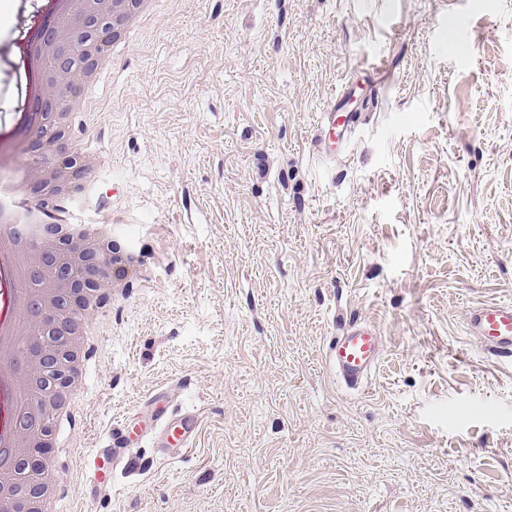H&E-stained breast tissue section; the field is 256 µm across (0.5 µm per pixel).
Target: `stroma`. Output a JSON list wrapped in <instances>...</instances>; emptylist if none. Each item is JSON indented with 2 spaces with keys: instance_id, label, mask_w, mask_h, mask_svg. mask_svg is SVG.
Segmentation results:
<instances>
[{
  "instance_id": "obj_1",
  "label": "stroma",
  "mask_w": 512,
  "mask_h": 512,
  "mask_svg": "<svg viewBox=\"0 0 512 512\" xmlns=\"http://www.w3.org/2000/svg\"><path fill=\"white\" fill-rule=\"evenodd\" d=\"M30 20L0 14V120ZM135 30L74 120L69 209L146 275L61 427L60 512H512V362L466 333L512 301V0H161ZM344 82L362 122L322 160ZM340 307L386 339L363 392L324 366ZM183 379L198 446L133 449L91 498L89 453Z\"/></svg>"
}]
</instances>
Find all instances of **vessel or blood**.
Segmentation results:
<instances>
[{
  "label": "vessel or blood",
  "mask_w": 512,
  "mask_h": 512,
  "mask_svg": "<svg viewBox=\"0 0 512 512\" xmlns=\"http://www.w3.org/2000/svg\"><path fill=\"white\" fill-rule=\"evenodd\" d=\"M349 88H342L326 110L320 113L312 146L317 154L330 155L345 149L357 129L361 115L346 109ZM337 333L324 352V363L331 378L347 390H365L383 355L384 338L376 327L356 314L339 312ZM467 332L481 337L490 354L512 361V302L477 303L470 309ZM174 392L159 389L148 394L144 405L152 410L148 424L132 427L133 412H126L117 428L112 429L103 447L89 457L90 481L95 494L112 491V470L116 465L133 466L124 449L151 443L164 459L183 458L195 446L201 419L196 406L173 403Z\"/></svg>",
  "instance_id": "b4317fda"
}]
</instances>
